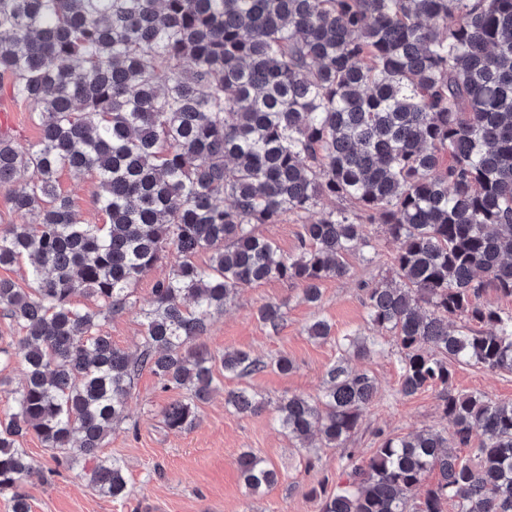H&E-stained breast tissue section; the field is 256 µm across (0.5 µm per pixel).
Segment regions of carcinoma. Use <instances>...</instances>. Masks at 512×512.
Here are the masks:
<instances>
[{"label": "carcinoma", "instance_id": "1", "mask_svg": "<svg viewBox=\"0 0 512 512\" xmlns=\"http://www.w3.org/2000/svg\"><path fill=\"white\" fill-rule=\"evenodd\" d=\"M39 105V139L0 133V191L19 224L0 225V267L29 262V287L0 279V310L16 324L23 383L0 414V494L19 492L34 464V433L90 481L129 495L123 461L103 454L126 419L134 378L148 369L185 390L162 410L189 430L198 403L224 375L266 367L237 350L198 343L245 285L279 279L321 300V283L348 273L383 224L396 250L389 275L366 290L377 332L400 353V392L438 389L451 430L387 437L353 465L319 512H512V400L453 385L456 364L512 374V0H0V78ZM36 179L16 186L19 173ZM63 171L95 174L89 224L63 195ZM341 199L350 209L324 210ZM316 214L299 254H282L256 224ZM211 253L199 267L192 257ZM172 253L182 261L140 308L131 356L101 333L134 305L132 285ZM97 302L75 305L77 295ZM272 331L277 303L257 310ZM309 336L331 340L317 319ZM383 352L381 337L347 336L317 398L274 407L291 440L342 448L376 393L350 360ZM224 403L257 414L267 403L241 387ZM472 455L458 449L472 435ZM247 490L274 485V465L245 452ZM436 486L415 502L425 474Z\"/></svg>", "mask_w": 512, "mask_h": 512}]
</instances>
